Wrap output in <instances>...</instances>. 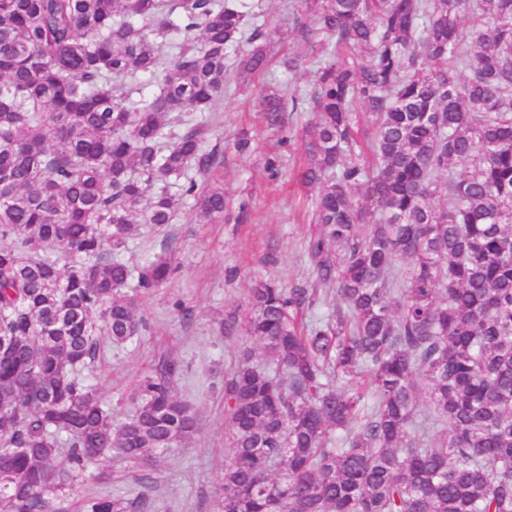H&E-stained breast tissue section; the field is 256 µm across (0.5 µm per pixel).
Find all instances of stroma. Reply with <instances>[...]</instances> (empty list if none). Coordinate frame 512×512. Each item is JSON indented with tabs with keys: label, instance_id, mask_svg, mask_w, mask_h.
Here are the masks:
<instances>
[{
	"label": "stroma",
	"instance_id": "stroma-1",
	"mask_svg": "<svg viewBox=\"0 0 512 512\" xmlns=\"http://www.w3.org/2000/svg\"><path fill=\"white\" fill-rule=\"evenodd\" d=\"M246 2L250 17L269 25L271 64L250 77L240 72L235 58H228L224 94L212 108L220 119L213 142L224 154L214 183L223 187L227 209L212 221L200 216L188 200L165 232L139 225L123 260L134 266L146 255L168 251L177 269L166 285L140 301L147 329L107 349L93 368L104 405L115 419L123 420L134 409L138 381L158 356L177 357L186 368L182 392L201 412L200 430L192 441L157 454L154 482L146 489L119 458L107 456L93 463L61 501L62 512H81L88 497L103 493L145 495L144 512H217L218 477L230 457L224 433V376L255 341L243 334L224 339L215 324L229 310L237 311L240 319L249 317L248 290L255 282L272 280L288 288L312 277L304 255L306 200L312 191L295 180L310 115L290 114L293 141L282 146L279 132L263 123L257 98L269 84L309 92L315 66L299 28L283 22L288 0ZM242 134L250 144L241 152L235 141ZM271 158L280 161L278 173L267 168ZM185 310L190 319H182ZM102 470L112 472L110 485L98 483Z\"/></svg>",
	"mask_w": 512,
	"mask_h": 512
}]
</instances>
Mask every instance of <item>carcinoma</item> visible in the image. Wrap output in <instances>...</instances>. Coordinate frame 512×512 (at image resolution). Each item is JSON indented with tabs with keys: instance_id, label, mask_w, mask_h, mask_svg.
I'll return each mask as SVG.
<instances>
[{
	"instance_id": "cac0c4a2",
	"label": "carcinoma",
	"mask_w": 512,
	"mask_h": 512,
	"mask_svg": "<svg viewBox=\"0 0 512 512\" xmlns=\"http://www.w3.org/2000/svg\"><path fill=\"white\" fill-rule=\"evenodd\" d=\"M237 0H0V512H60L109 451L138 468L199 430L162 356L117 422L93 381L105 341L146 330L137 231L224 189L208 147L229 53L268 66ZM315 58L297 181L315 185V279L259 282L254 338L224 377L220 512H512V0H302ZM158 92L135 107L114 82ZM299 97L260 93L284 130ZM374 117L371 130L359 113ZM399 261L409 270L393 277ZM326 307L308 322V310ZM67 445H62L61 434ZM96 496L83 512H142Z\"/></svg>"
}]
</instances>
